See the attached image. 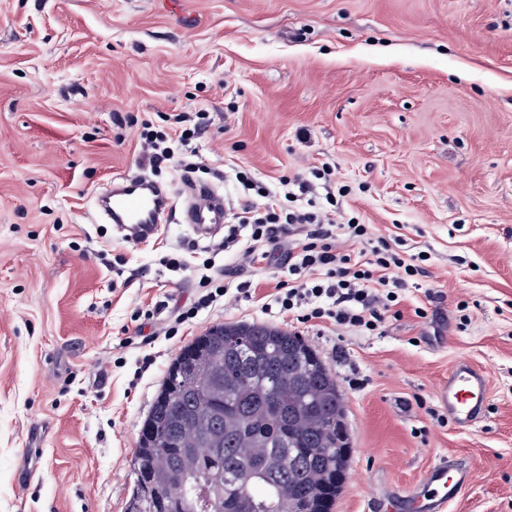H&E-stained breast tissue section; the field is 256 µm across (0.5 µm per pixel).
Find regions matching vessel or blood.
I'll list each match as a JSON object with an SVG mask.
<instances>
[{"label":"vessel or blood","instance_id":"vessel-or-blood-1","mask_svg":"<svg viewBox=\"0 0 512 512\" xmlns=\"http://www.w3.org/2000/svg\"><path fill=\"white\" fill-rule=\"evenodd\" d=\"M185 202L176 208L168 185L141 175H127L100 193L98 214L116 224L125 240L142 243L156 235L169 223L173 211H180L181 221L197 236L209 237L221 232L229 214L222 194L206 183L185 179ZM488 391L486 374L468 362L458 363L448 380L438 389L439 399L449 415L462 428H472L481 418ZM470 472L465 464L451 459L430 470L421 481L413 500L422 512H438L453 501L468 482Z\"/></svg>","mask_w":512,"mask_h":512}]
</instances>
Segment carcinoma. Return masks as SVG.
I'll return each instance as SVG.
<instances>
[{"mask_svg": "<svg viewBox=\"0 0 512 512\" xmlns=\"http://www.w3.org/2000/svg\"><path fill=\"white\" fill-rule=\"evenodd\" d=\"M191 346L206 357L198 374L216 373L210 392L178 385L174 366L147 415L127 512H278L293 498L308 512H331L344 406L336 378L300 336L258 323L215 325ZM184 478L168 490V467ZM224 477L211 505L195 507L196 489Z\"/></svg>", "mask_w": 512, "mask_h": 512, "instance_id": "1", "label": "carcinoma"}]
</instances>
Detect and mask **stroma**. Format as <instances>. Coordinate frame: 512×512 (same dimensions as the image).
Wrapping results in <instances>:
<instances>
[{"label":"stroma","mask_w":512,"mask_h":512,"mask_svg":"<svg viewBox=\"0 0 512 512\" xmlns=\"http://www.w3.org/2000/svg\"><path fill=\"white\" fill-rule=\"evenodd\" d=\"M180 113L232 204L236 172L329 164L345 218L425 256L400 316L375 336L275 319L280 254L246 269L181 224L134 243L93 223L111 178L180 188L139 146ZM210 258L254 298L161 335ZM236 323L296 333L335 375L353 450L332 512H399L455 455L471 479L446 512H512V0H0V512H126L172 360ZM461 361L489 381L467 430L437 398Z\"/></svg>","instance_id":"stroma-1"}]
</instances>
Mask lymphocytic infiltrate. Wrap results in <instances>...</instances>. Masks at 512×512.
<instances>
[{
    "instance_id": "obj_1",
    "label": "lymphocytic infiltrate",
    "mask_w": 512,
    "mask_h": 512,
    "mask_svg": "<svg viewBox=\"0 0 512 512\" xmlns=\"http://www.w3.org/2000/svg\"><path fill=\"white\" fill-rule=\"evenodd\" d=\"M187 117L175 115L170 132L143 129L140 149L151 168L171 160L173 143L190 147L200 138V126H187ZM328 168L315 170L312 178L296 175L280 180L278 186L259 187L258 201L240 205L216 252L235 254L241 265L251 267L282 250L287 261L282 268L266 311L304 323L327 321L336 328L371 336L386 322L396 307V294L409 288L422 269L397 253L389 240L371 239L364 225L342 221L337 211L317 200L316 181L331 182ZM362 241L360 251L341 249V237ZM203 293L176 317L184 323L200 310L219 303L251 300L253 283L229 282L221 271L201 274Z\"/></svg>"
}]
</instances>
